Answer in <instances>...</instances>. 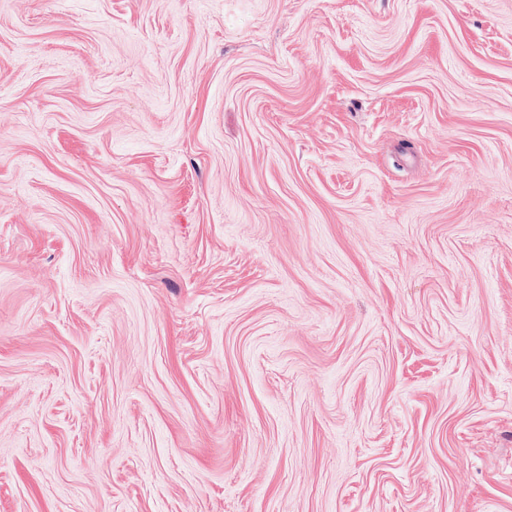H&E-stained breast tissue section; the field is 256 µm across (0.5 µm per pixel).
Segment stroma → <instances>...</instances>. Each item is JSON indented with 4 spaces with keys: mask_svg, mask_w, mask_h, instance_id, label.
<instances>
[{
    "mask_svg": "<svg viewBox=\"0 0 512 512\" xmlns=\"http://www.w3.org/2000/svg\"><path fill=\"white\" fill-rule=\"evenodd\" d=\"M0 512H512V0H0Z\"/></svg>",
    "mask_w": 512,
    "mask_h": 512,
    "instance_id": "obj_1",
    "label": "stroma"
}]
</instances>
